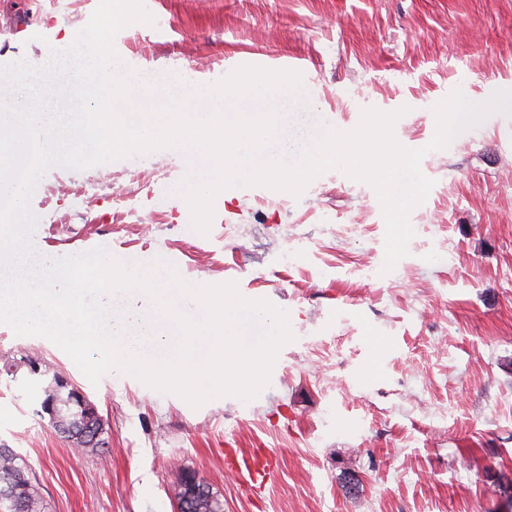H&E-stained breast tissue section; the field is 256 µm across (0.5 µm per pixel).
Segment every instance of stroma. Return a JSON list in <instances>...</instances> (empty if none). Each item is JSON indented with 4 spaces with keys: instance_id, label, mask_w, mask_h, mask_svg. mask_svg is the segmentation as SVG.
<instances>
[{
    "instance_id": "obj_1",
    "label": "stroma",
    "mask_w": 512,
    "mask_h": 512,
    "mask_svg": "<svg viewBox=\"0 0 512 512\" xmlns=\"http://www.w3.org/2000/svg\"><path fill=\"white\" fill-rule=\"evenodd\" d=\"M99 0H0L10 61L44 65ZM154 25L114 38L146 75L211 84L241 65L295 56L308 107L283 101L289 139L316 119L353 129L363 108H405L397 140L426 148L432 180L410 214L409 253L382 273L374 189L337 170L283 208L273 190L230 188L208 235L163 197L190 160L164 149L50 168L30 203L38 255L114 248L163 258L196 284L237 282L289 314L293 342L251 401L183 399L111 372L92 384L50 340L0 323V363L40 359L99 408L106 445L79 452L36 412V378L0 373V444L31 469L46 512H177L179 477L203 479L224 512H501L512 480V117L495 113L429 150L433 107L454 88L482 103L512 91V0H151ZM158 218L141 234L134 211ZM263 448L279 470L261 494L227 471Z\"/></svg>"
}]
</instances>
